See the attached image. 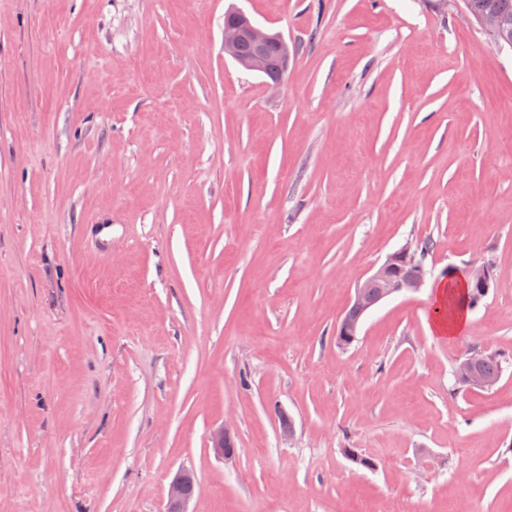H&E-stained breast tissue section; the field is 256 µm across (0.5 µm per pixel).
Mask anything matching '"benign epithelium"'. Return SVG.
<instances>
[{
	"label": "benign epithelium",
	"mask_w": 512,
	"mask_h": 512,
	"mask_svg": "<svg viewBox=\"0 0 512 512\" xmlns=\"http://www.w3.org/2000/svg\"><path fill=\"white\" fill-rule=\"evenodd\" d=\"M271 49L279 53L280 73H285L288 70L291 52L284 36L253 23L242 11L234 10L225 13L224 55L232 58L242 67L266 76V84L271 88H277L281 85V78L268 76L265 66V55ZM417 257L418 250L408 244L390 254L369 278L357 285L351 308L358 311V316L340 323V335H357L360 316L373 307V302L367 300L366 288L372 285L379 288L376 298L378 302L422 288L425 282V271L417 262ZM490 273L491 268L487 264H473L466 271L464 282L472 288L473 303H478L482 295L487 292ZM479 357L480 353L474 352L458 361L454 369L457 383L470 389H485L493 385V381L478 374L476 362ZM212 440L217 453L227 455L232 453L230 434L226 430L221 428L214 432ZM194 484V475L188 470H182L173 477L168 489L169 512H188L187 506L195 495V492L188 490V487Z\"/></svg>",
	"instance_id": "benign-epithelium-1"
}]
</instances>
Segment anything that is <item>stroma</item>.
Listing matches in <instances>:
<instances>
[{"label":"stroma","mask_w":512,"mask_h":512,"mask_svg":"<svg viewBox=\"0 0 512 512\" xmlns=\"http://www.w3.org/2000/svg\"><path fill=\"white\" fill-rule=\"evenodd\" d=\"M232 7L294 44L280 88ZM182 469L189 512H512V47L438 0H0V512H165ZM250 48L244 55L242 47ZM274 49L280 56V75L288 70L291 58L290 47L284 36L272 32L251 21L242 11H228L224 20V55L235 60L242 67L264 75L266 84L271 88H279L280 77H270L265 66L266 53ZM417 257L418 250L413 248L412 244H408L390 254L369 278L357 285L351 304L352 310L349 308L342 320L348 316L354 318H348L340 323V336H336L338 345H341V336H357L360 316L372 308L373 304L404 292L418 291L422 288L426 272L417 262ZM371 285L376 288H369ZM365 288H367V296L370 299H374L379 291L374 301L367 300ZM353 310H357L358 315ZM490 273L491 268L488 264H473L466 271L464 282L469 288H472L471 299L474 305L481 300L482 295L487 292V288H490ZM464 282L457 278L448 282L442 281L436 285L434 290L432 307L433 309L436 307V312L446 304L447 300L453 303V310L451 315H448V319L434 316L431 324L432 332L441 336L448 335V340L464 331L468 323L467 307L464 301ZM467 298L469 303H472L468 288ZM481 355L482 353L474 352L458 361L454 369V377L457 383L470 389H485L493 385L491 380H498L501 377L503 360L493 354H488L489 356L483 355L478 367L479 372L491 380L478 374L476 362Z\"/></svg>","instance_id":"obj_1"}]
</instances>
